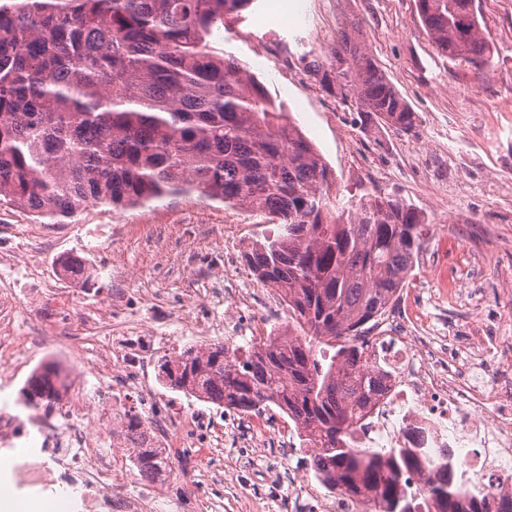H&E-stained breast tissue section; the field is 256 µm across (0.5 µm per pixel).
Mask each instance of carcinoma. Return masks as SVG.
Masks as SVG:
<instances>
[{
  "mask_svg": "<svg viewBox=\"0 0 512 512\" xmlns=\"http://www.w3.org/2000/svg\"><path fill=\"white\" fill-rule=\"evenodd\" d=\"M253 0H0V201L48 224L90 204L114 210L173 195L240 206L277 232L244 254L277 292L302 337L274 336L245 352L221 342L187 348L160 371L173 389L217 405L275 404L310 448L332 491L369 493L379 512H422L409 488L417 448H355L351 432L378 392L357 345L404 287L429 218L382 190L330 194L322 155L282 105L232 55L209 45ZM438 54L480 70L490 49L475 0H415ZM334 74L364 128L415 134L419 114L348 21L317 73ZM62 369L41 363L20 391L49 408ZM142 472L169 469L162 448L136 445ZM432 512H477L432 481Z\"/></svg>",
  "mask_w": 512,
  "mask_h": 512,
  "instance_id": "carcinoma-1",
  "label": "carcinoma"
}]
</instances>
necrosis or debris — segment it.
Returning a JSON list of instances; mask_svg holds the SVG:
<instances>
[{
    "label": "necrosis or debris",
    "mask_w": 512,
    "mask_h": 512,
    "mask_svg": "<svg viewBox=\"0 0 512 512\" xmlns=\"http://www.w3.org/2000/svg\"><path fill=\"white\" fill-rule=\"evenodd\" d=\"M148 326L111 337L98 363L91 396L62 394L51 412L26 416L0 411V449L23 445L10 463L8 480L22 493L68 489L74 512H161L156 475L131 477L126 448L132 414L124 396L141 393L143 365L161 344ZM368 362L382 370L381 389L361 412L353 442L358 448H416L427 464L412 476L420 498L442 455H449L451 479L464 496L477 498L486 512L512 501V346L483 336L462 343L449 328L414 332L403 303L360 337ZM63 350L84 366V349L64 329L50 336H13L0 343V384L15 362L38 350ZM141 427L158 448L196 453L214 447L208 414L150 399ZM224 439L239 448L269 443L292 449L291 431L254 412L224 411ZM307 512H374L370 497L339 495L308 486Z\"/></svg>",
    "instance_id": "4bbe7bcc"
}]
</instances>
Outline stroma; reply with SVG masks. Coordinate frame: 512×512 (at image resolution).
I'll return each mask as SVG.
<instances>
[{
    "instance_id": "35a3bbf8",
    "label": "stroma",
    "mask_w": 512,
    "mask_h": 512,
    "mask_svg": "<svg viewBox=\"0 0 512 512\" xmlns=\"http://www.w3.org/2000/svg\"><path fill=\"white\" fill-rule=\"evenodd\" d=\"M253 0L242 22L214 33L210 44L230 54L282 102L291 122L312 141L331 173L332 189L354 194L379 188L411 201L431 225L404 292L414 313L435 322L453 318L466 336L496 331L512 342V0H476L490 59L481 71L451 67L435 50L418 17L415 0ZM359 21L376 61L420 116L416 135L362 129L352 113L308 69L333 46L337 30ZM454 231L443 235L440 226ZM237 206L197 197H169L145 207L113 210L87 207L70 224H40L26 211L0 203V290L12 292L16 314L0 323V337L22 335L53 324L79 335L87 361H96L98 338L125 322L143 319L166 339L155 351L147 377L170 401L189 405L168 389L162 360L207 342L245 346L240 336L213 333L210 340L185 331L183 317L222 320L224 309L197 300L196 289L223 281L217 263L225 248L244 253L272 234ZM81 257L92 272L83 281L66 275L61 262ZM37 262L41 280L27 274ZM446 267L466 290L452 306L429 296L434 269ZM149 290L146 306L112 310L108 300L122 292ZM170 469L160 496L178 494L165 512H289L288 488L251 489L252 471L233 448H214L195 462L169 454Z\"/></svg>"
}]
</instances>
